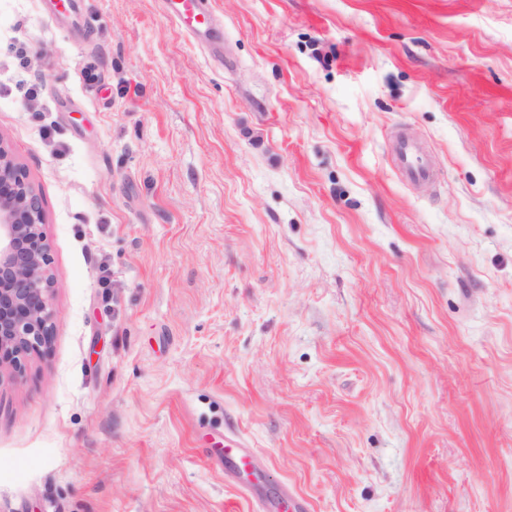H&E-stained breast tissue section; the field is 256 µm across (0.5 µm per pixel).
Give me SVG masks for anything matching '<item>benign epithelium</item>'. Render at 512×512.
Listing matches in <instances>:
<instances>
[{
  "label": "benign epithelium",
  "instance_id": "benign-epithelium-1",
  "mask_svg": "<svg viewBox=\"0 0 512 512\" xmlns=\"http://www.w3.org/2000/svg\"><path fill=\"white\" fill-rule=\"evenodd\" d=\"M41 197L0 140V380L22 378L51 343L54 277Z\"/></svg>",
  "mask_w": 512,
  "mask_h": 512
}]
</instances>
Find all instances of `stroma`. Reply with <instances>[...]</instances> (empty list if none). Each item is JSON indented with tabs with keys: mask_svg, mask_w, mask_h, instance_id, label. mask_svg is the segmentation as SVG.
I'll list each match as a JSON object with an SVG mask.
<instances>
[{
	"mask_svg": "<svg viewBox=\"0 0 512 512\" xmlns=\"http://www.w3.org/2000/svg\"><path fill=\"white\" fill-rule=\"evenodd\" d=\"M208 4L220 62L162 0H0L56 313L0 512H256L229 424L311 512H512V0ZM396 165L401 174L411 183L432 181L433 172L428 164L426 147L411 139L398 142L395 153ZM224 477L230 483H237L243 473H255L260 466L259 456L235 433L224 430V448H218Z\"/></svg>",
	"mask_w": 512,
	"mask_h": 512,
	"instance_id": "35a3bbf8",
	"label": "stroma"
}]
</instances>
